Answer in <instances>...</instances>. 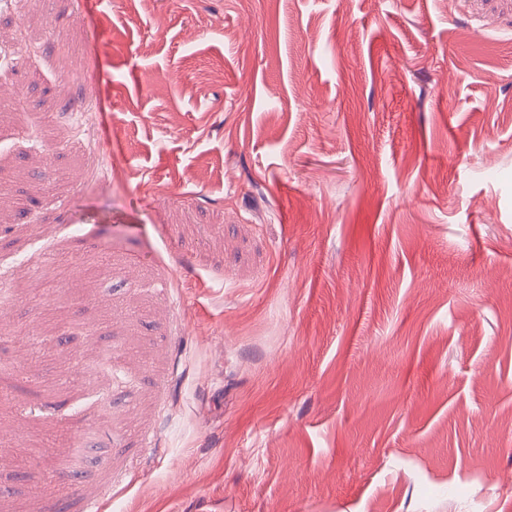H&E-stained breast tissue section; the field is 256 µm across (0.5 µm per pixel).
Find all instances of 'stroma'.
<instances>
[{
	"label": "stroma",
	"instance_id": "obj_1",
	"mask_svg": "<svg viewBox=\"0 0 512 512\" xmlns=\"http://www.w3.org/2000/svg\"><path fill=\"white\" fill-rule=\"evenodd\" d=\"M11 2L0 512H512V0Z\"/></svg>",
	"mask_w": 512,
	"mask_h": 512
}]
</instances>
